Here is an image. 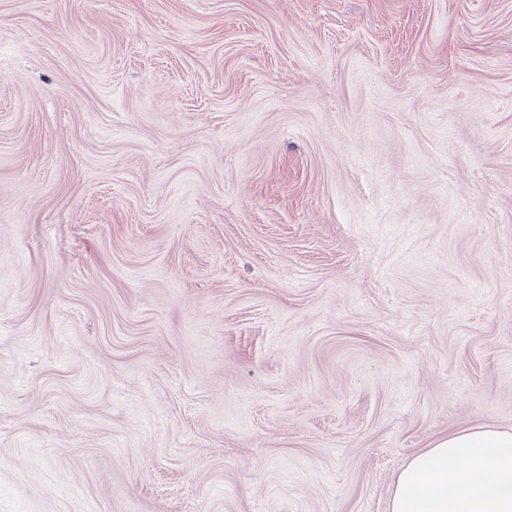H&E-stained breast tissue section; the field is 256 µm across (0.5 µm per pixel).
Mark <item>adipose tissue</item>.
I'll list each match as a JSON object with an SVG mask.
<instances>
[{
	"label": "adipose tissue",
	"instance_id": "obj_1",
	"mask_svg": "<svg viewBox=\"0 0 512 512\" xmlns=\"http://www.w3.org/2000/svg\"><path fill=\"white\" fill-rule=\"evenodd\" d=\"M390 512H512V431L477 426L435 440L398 475Z\"/></svg>",
	"mask_w": 512,
	"mask_h": 512
}]
</instances>
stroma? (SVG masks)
Instances as JSON below:
<instances>
[{
  "mask_svg": "<svg viewBox=\"0 0 512 512\" xmlns=\"http://www.w3.org/2000/svg\"><path fill=\"white\" fill-rule=\"evenodd\" d=\"M512 430V0H0V512H389Z\"/></svg>",
  "mask_w": 512,
  "mask_h": 512,
  "instance_id": "35a3bbf8",
  "label": "stroma"
}]
</instances>
